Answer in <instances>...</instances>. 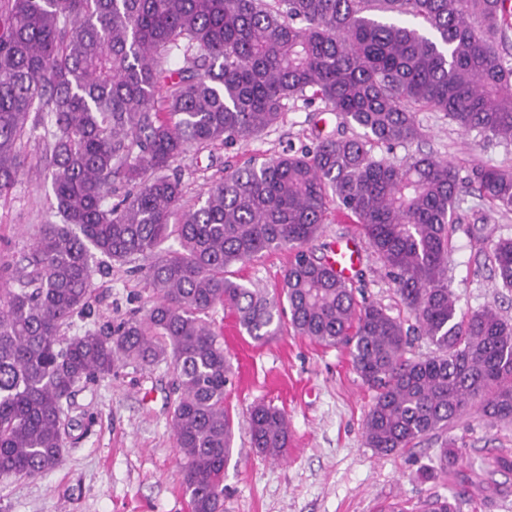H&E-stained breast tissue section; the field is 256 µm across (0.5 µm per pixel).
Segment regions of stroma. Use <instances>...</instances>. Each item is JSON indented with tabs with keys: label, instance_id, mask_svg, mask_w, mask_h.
Returning a JSON list of instances; mask_svg holds the SVG:
<instances>
[{
	"label": "stroma",
	"instance_id": "35a3bbf8",
	"mask_svg": "<svg viewBox=\"0 0 512 512\" xmlns=\"http://www.w3.org/2000/svg\"><path fill=\"white\" fill-rule=\"evenodd\" d=\"M416 121L423 132L420 140L378 146L374 155L400 160L430 154L452 161L466 179L478 164L512 166V144L462 132L442 113L425 108ZM341 131L335 113L320 100L294 97L278 122L257 138L189 147L173 169L185 201L192 204L225 172L311 150L317 136ZM24 151L33 171L0 201V250L14 256L45 222L49 207L42 147L32 141ZM344 237L356 238L362 253L351 277L358 300L412 324L394 283L360 237L355 217L329 202L323 232L309 248L323 257L333 241ZM501 238H512V212L492 208L466 183L456 211L448 284L463 312L490 307L512 321V290L498 284L491 261L492 245ZM288 261V252H268L248 265L233 266L232 276L271 289ZM149 263L146 257L126 264L102 260L93 275L88 309L73 318L64 335L145 314L151 298L141 269ZM209 320L223 332L232 358L225 404L235 435L224 467V512H381L390 501L419 512L425 500L436 496L456 501L458 512H512V472L494 466L495 457L512 456V425L492 422L472 408L448 432L464 456L462 469L425 478L435 441L387 456L366 446L364 422L373 393L355 372L347 347L326 348L290 332L258 345L220 306ZM173 381L174 371L166 365L147 370L124 366L80 384L61 465L35 478L0 482V512H191L173 441ZM261 401L288 416L291 453L286 461L262 457L250 445L248 411Z\"/></svg>",
	"mask_w": 512,
	"mask_h": 512
}]
</instances>
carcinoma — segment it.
I'll return each instance as SVG.
<instances>
[{
	"label": "carcinoma",
	"instance_id": "carcinoma-1",
	"mask_svg": "<svg viewBox=\"0 0 512 512\" xmlns=\"http://www.w3.org/2000/svg\"><path fill=\"white\" fill-rule=\"evenodd\" d=\"M407 15L424 29L404 25ZM511 28L512 0H0V199L40 129L59 219L39 225L25 265L0 254V480L62 463L79 383L169 362L182 485L192 512H224L234 432L231 360L208 321L218 305L258 344L287 326L350 346L375 391L367 447L388 455L434 439L432 476L463 462L448 427L472 407L511 423L512 323L489 307L458 313L448 288L455 165L372 154L418 139L420 107L512 144V63L497 50ZM308 91L355 134L230 173L200 205L183 204L169 171L188 147L254 138ZM116 183L128 191L110 204ZM471 183L512 211V169L476 165ZM331 197L356 217L415 325L358 303L307 249ZM282 249L292 259L275 289L228 277ZM99 255L152 257L153 303L105 332L65 336L86 311ZM492 262L512 288V238L498 240ZM412 332L431 354L410 357ZM248 433L262 455H288L281 409L255 404Z\"/></svg>",
	"mask_w": 512,
	"mask_h": 512
}]
</instances>
